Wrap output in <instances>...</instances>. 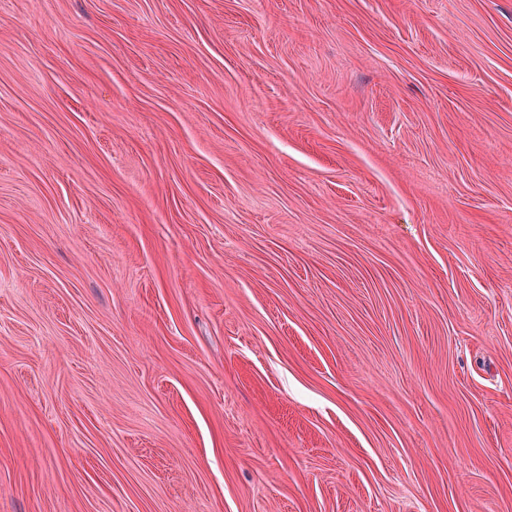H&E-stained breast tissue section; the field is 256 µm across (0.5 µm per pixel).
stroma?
Listing matches in <instances>:
<instances>
[{"label": "stroma", "mask_w": 512, "mask_h": 512, "mask_svg": "<svg viewBox=\"0 0 512 512\" xmlns=\"http://www.w3.org/2000/svg\"><path fill=\"white\" fill-rule=\"evenodd\" d=\"M0 512H512V0H0Z\"/></svg>", "instance_id": "obj_1"}]
</instances>
